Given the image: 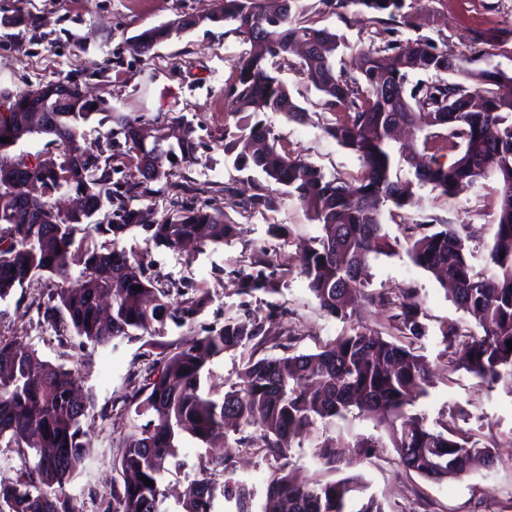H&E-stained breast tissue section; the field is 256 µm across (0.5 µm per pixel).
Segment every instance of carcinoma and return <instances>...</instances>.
Masks as SVG:
<instances>
[{
  "mask_svg": "<svg viewBox=\"0 0 512 512\" xmlns=\"http://www.w3.org/2000/svg\"><path fill=\"white\" fill-rule=\"evenodd\" d=\"M296 0H222L217 12L180 16L136 35L150 53L173 35L200 23L226 22L250 44L242 56L230 95L241 114L235 131L224 130V151L238 170L253 168L266 180L285 187V194L304 202L321 234L300 246L302 273L320 308L341 321H353L354 300L391 311V327L399 338L356 325L326 342L317 353H296L295 337L287 329L272 330L245 315L231 316L224 325L196 327L211 302L207 288L185 284L164 287L148 273V254L129 257L117 247L127 232L138 229L146 246L187 250L207 243L222 244L233 226L200 208H188L160 224L142 223V210L132 206L131 192L148 182L168 181L165 159L180 151L190 159L197 150L191 127L178 148L135 138L138 121L112 113L103 99H90L74 89L66 111L51 122L26 111L30 95L54 102L55 89L68 78L50 79L19 93L0 91V299L37 276L48 281V300L34 299L25 313L36 314L58 341L76 336L83 346L106 347L116 338L148 335L151 351L143 373L133 377L127 396L137 415L148 416L137 430L120 435L115 465L123 483L112 485L106 512H164L161 475L179 456L180 442L189 435L206 443L230 422L239 437L235 448L251 447L250 428L263 433L268 456L278 460L316 421L344 419L352 410L379 414L400 463L433 480L461 477L479 464L498 462L495 444L483 446L472 434L448 422L435 429L414 412L430 385L426 356L415 344L428 336L427 317L418 292L406 288L396 295L368 293L359 278L371 257L391 256L404 247L410 261L452 286L451 301L473 317L480 332L447 320L434 335L448 371L465 370L479 386L500 387L512 396V95L498 91L512 84V75L495 67L467 70L461 60L429 39L403 38L417 25L405 11L406 0H336L372 14L382 26L376 39L359 49L356 66L336 69L331 60L340 37L295 19ZM307 44L298 72L319 92L324 109L335 120L325 133L351 150L362 163L359 177L347 181L328 176L312 163L291 155L266 120L269 112L288 119L305 117L279 78L294 47ZM420 78H415V75ZM115 124L106 144L89 143L84 124ZM424 135L423 150L397 145L396 127ZM33 134L52 136L58 153L37 163L29 173L44 189L31 207L17 206L27 184L13 178L8 149ZM123 136L124 142L117 141ZM449 142L456 156L440 160L434 139ZM123 144L138 173L112 182V148ZM152 161L155 173L140 171L139 161ZM408 176L401 177L402 171ZM495 177L498 230L488 250L495 268L491 278L473 273L464 239L451 224L431 232L429 224H407L405 243L383 231L384 213L415 203L416 190L429 186L452 195L467 184ZM63 191L69 206L59 211L51 196ZM112 219L93 217L104 203ZM87 237L76 240L81 226ZM105 238L97 245L88 237ZM80 267L73 274V267ZM240 294L271 293L272 280L263 273L241 275ZM141 290H135L136 286ZM181 300L171 302L172 293ZM171 321L192 332L191 342L153 339L156 326ZM269 347L279 355L249 358L242 383L223 396L201 392L207 365L239 348L252 352ZM159 353H153L154 349ZM93 392L76 382L75 371L42 359L38 351L14 337L0 335V442L18 448L21 466L10 483H0V512H75L66 493L82 471L87 448L82 419L94 409ZM154 485L147 486L142 477ZM213 478L188 482L183 512H212L216 493L234 503V512H384L374 496L364 497L356 478L323 481L314 476L297 482L282 465L272 466L264 500L254 510L253 493L223 468Z\"/></svg>",
  "mask_w": 512,
  "mask_h": 512,
  "instance_id": "obj_1",
  "label": "carcinoma"
}]
</instances>
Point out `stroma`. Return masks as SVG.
Listing matches in <instances>:
<instances>
[{"instance_id":"stroma-1","label":"stroma","mask_w":512,"mask_h":512,"mask_svg":"<svg viewBox=\"0 0 512 512\" xmlns=\"http://www.w3.org/2000/svg\"><path fill=\"white\" fill-rule=\"evenodd\" d=\"M407 2L417 27L406 30V37L432 40L461 58L466 68L481 69L490 62L512 73V37L504 35L512 28V0ZM217 6L218 0H31L28 25L16 28L8 20L18 7L17 0H0V90L19 92L44 80L69 77L78 80L89 96L106 99L113 111L158 130L170 132L178 122L189 123L198 143L193 158L167 162L169 184L134 198L133 204L146 210L152 224L185 206L204 209L233 225L231 237L224 244L187 253L146 247L139 233L130 232L120 240V248L134 254L148 252L149 271L163 285L189 282L209 289L212 302L199 316V324L219 327L225 318L247 312L266 324L287 328L297 339L298 352L315 353L347 328L345 322L321 311L301 274L299 246L318 236L320 228L282 185L266 181L251 169L235 170L224 154V131L237 122L228 91L247 43L231 25L205 22L147 55L132 44L133 36L143 29L185 14H204ZM298 10L316 27L343 36L333 56L339 69L351 66L357 48L369 43L375 29L368 15L353 5L338 11L327 0H298ZM475 30L483 35L478 47L470 40ZM281 77L306 113L302 123L267 114L266 121L282 144L326 174L347 180L356 177L361 169L357 156L323 130L327 114L321 94L308 87L294 67L283 66ZM496 188L491 178L451 196L423 188L416 206L403 210L402 222L383 217V230L399 239L407 223L432 221L461 227L474 273L490 275L487 254L497 232ZM257 194L271 197L272 205L243 209V202ZM260 270L272 274L274 292L238 294L240 273ZM368 282L372 292L417 289L430 317L431 335L421 345L430 363L432 384L417 402V412L431 427L453 419L478 442L495 439L499 463L491 471L477 469L457 479L434 482L406 470L394 448L376 449L366 458L345 447L337 449L334 466H316L310 451L324 439L383 437L375 418L353 413L314 423L285 456L287 469L301 478L317 471L326 481L359 477L385 512H512V396L498 387L476 389L465 371L449 372L432 337L439 322L457 320L471 326L474 318L458 310L436 278L415 266L405 253L370 260ZM46 290V280L35 277L0 300V335L18 337L34 346L43 359L74 369L79 385L92 389L95 410L82 421L88 432V460L67 493L77 512H103L113 484L121 482L122 475L113 465L117 450L112 445V422L100 418L99 412L120 409L126 433L145 424V417L124 410L123 399L134 374L146 366V340L118 338L97 349L59 346L50 327L36 326L24 313L25 305L45 296ZM249 356L248 350L239 349L214 359L203 378V389L223 395L237 381ZM180 457L182 467H169L162 478L170 491L168 512H181L178 495L188 479L208 476L215 460L223 457L253 491L255 501L263 500L272 461L258 450L228 452L223 441L207 445L187 436Z\"/></svg>"}]
</instances>
